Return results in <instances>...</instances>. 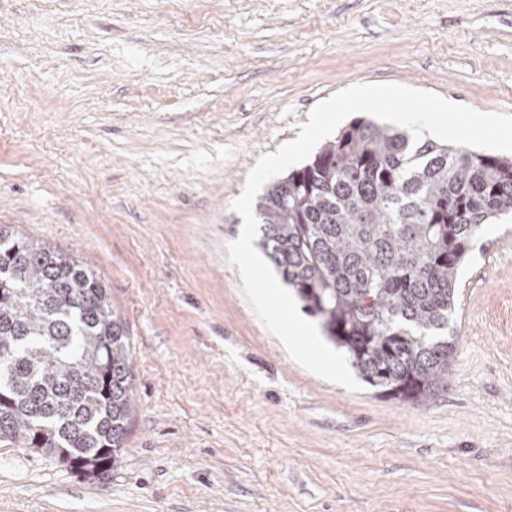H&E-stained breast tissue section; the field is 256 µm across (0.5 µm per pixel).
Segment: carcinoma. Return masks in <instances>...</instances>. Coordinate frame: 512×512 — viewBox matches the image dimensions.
Listing matches in <instances>:
<instances>
[{
  "mask_svg": "<svg viewBox=\"0 0 512 512\" xmlns=\"http://www.w3.org/2000/svg\"><path fill=\"white\" fill-rule=\"evenodd\" d=\"M512 214V158L359 119L256 203V245L369 386L418 405L448 381L457 278ZM0 440L89 474L123 448L134 383L107 289L0 225Z\"/></svg>",
  "mask_w": 512,
  "mask_h": 512,
  "instance_id": "cac0c4a2",
  "label": "carcinoma"
}]
</instances>
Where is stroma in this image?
Here are the masks:
<instances>
[{"mask_svg": "<svg viewBox=\"0 0 512 512\" xmlns=\"http://www.w3.org/2000/svg\"><path fill=\"white\" fill-rule=\"evenodd\" d=\"M376 83L512 114V0H0V224L105 285L134 378L103 476L0 441V512H512L511 218L420 406L295 362L228 259L258 159Z\"/></svg>", "mask_w": 512, "mask_h": 512, "instance_id": "35a3bbf8", "label": "stroma"}]
</instances>
